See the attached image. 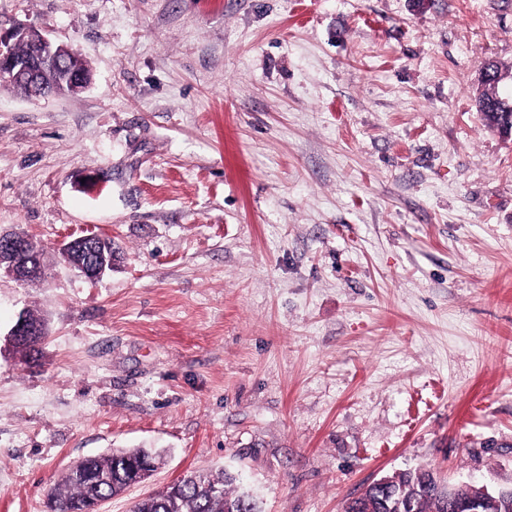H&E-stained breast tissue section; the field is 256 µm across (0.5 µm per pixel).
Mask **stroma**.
Listing matches in <instances>:
<instances>
[{
	"instance_id": "obj_1",
	"label": "stroma",
	"mask_w": 512,
	"mask_h": 512,
	"mask_svg": "<svg viewBox=\"0 0 512 512\" xmlns=\"http://www.w3.org/2000/svg\"><path fill=\"white\" fill-rule=\"evenodd\" d=\"M88 63L75 96L0 87V512L70 466L157 452L262 512H343L382 476L512 486V140L476 108L512 72V0H0ZM97 233V280L60 242ZM45 318L36 358L8 344ZM42 269V251L32 237L0 230V276L5 274L20 284H29L40 279ZM48 334L47 327L44 324L33 322L27 312L22 313L15 324L12 326L8 336L13 347L22 353L28 354L25 350L18 347V343L29 342L31 340L41 344Z\"/></svg>"
}]
</instances>
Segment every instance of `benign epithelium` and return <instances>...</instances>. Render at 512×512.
<instances>
[{"instance_id":"1","label":"benign epithelium","mask_w":512,"mask_h":512,"mask_svg":"<svg viewBox=\"0 0 512 512\" xmlns=\"http://www.w3.org/2000/svg\"><path fill=\"white\" fill-rule=\"evenodd\" d=\"M28 43L33 51L23 57H14L5 48L14 44ZM71 49L52 41L39 29L14 26L0 30V83L11 84L16 90L34 98L75 95L90 84V75L74 72L69 75L66 85L46 90L40 84L42 71L51 65H58ZM507 78L502 72L489 75L488 96L501 105L507 100L498 93L500 83ZM99 235L88 234L64 243L60 255L64 263L89 279H98L112 271V264L100 257L97 246ZM43 269L42 251L38 243L22 232L0 231V275L5 274L20 284H29L40 279ZM48 334L47 327L32 321L28 313H22L9 332L12 345L31 340L42 343ZM470 498L455 506L457 512H502L507 507L504 489H491L481 483L471 484Z\"/></svg>"}]
</instances>
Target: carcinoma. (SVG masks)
<instances>
[{"label": "carcinoma", "mask_w": 512, "mask_h": 512, "mask_svg": "<svg viewBox=\"0 0 512 512\" xmlns=\"http://www.w3.org/2000/svg\"><path fill=\"white\" fill-rule=\"evenodd\" d=\"M141 451L120 450L107 457H95L90 472L105 477L95 482L71 469L50 494L48 512H94L97 502L118 496L132 486V473L140 464ZM394 490L407 495L408 512H447L443 498L452 493L463 498L470 487L448 489L431 482L423 493H414L421 477L418 470L392 474ZM236 477L226 473L192 470L167 486L161 496L155 494L136 502L132 512H260L257 502L235 486Z\"/></svg>", "instance_id": "1"}]
</instances>
